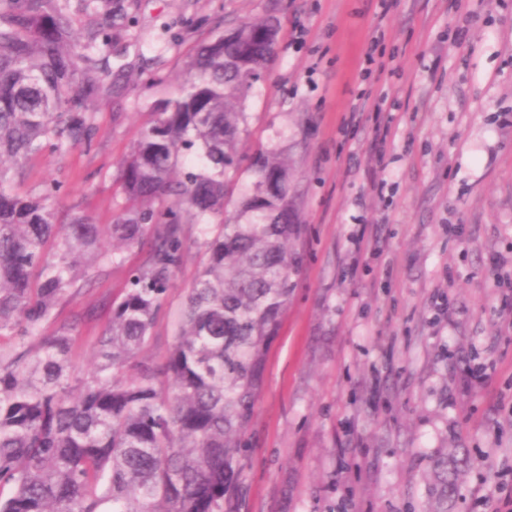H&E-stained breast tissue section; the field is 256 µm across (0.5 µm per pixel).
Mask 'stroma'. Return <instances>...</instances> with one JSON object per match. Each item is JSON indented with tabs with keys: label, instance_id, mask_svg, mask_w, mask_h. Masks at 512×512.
<instances>
[{
	"label": "stroma",
	"instance_id": "1",
	"mask_svg": "<svg viewBox=\"0 0 512 512\" xmlns=\"http://www.w3.org/2000/svg\"><path fill=\"white\" fill-rule=\"evenodd\" d=\"M466 7L458 45L448 0H94L71 12L78 32L111 20L112 90L89 104L92 148L42 153L22 189L61 183L58 219L99 224L120 214L121 164L196 47L278 19L243 147L287 158L306 260L268 352L240 512H433L434 463L456 451L470 464L451 512H494L499 484L512 485V0ZM151 73L162 85H146ZM204 242L190 227L154 358L174 339ZM146 255L128 251L77 298L93 312L78 369Z\"/></svg>",
	"mask_w": 512,
	"mask_h": 512
}]
</instances>
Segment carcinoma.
Masks as SVG:
<instances>
[{"instance_id":"1","label":"carcinoma","mask_w":512,"mask_h":512,"mask_svg":"<svg viewBox=\"0 0 512 512\" xmlns=\"http://www.w3.org/2000/svg\"><path fill=\"white\" fill-rule=\"evenodd\" d=\"M274 17L199 45L178 92L151 107L123 161L119 188L135 206L111 224L84 213L57 223L56 196L20 190L46 147L91 148L89 101L112 72V22L75 39L60 0H0V512H240L247 433L268 349L305 255L304 226L276 151L249 159L248 222L224 215L240 151L243 104L275 52ZM195 171L179 173L187 158ZM204 226L206 261L164 360L144 356L186 259L183 215ZM143 263L94 336L92 370L76 374L73 345L90 312L61 316L93 274ZM54 325L42 333L46 323ZM465 459L439 460L444 501Z\"/></svg>"}]
</instances>
